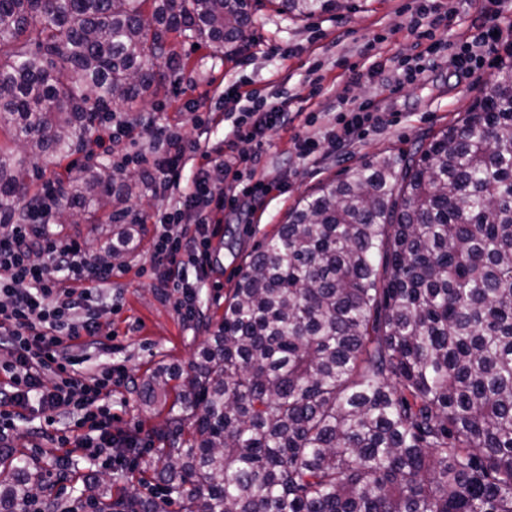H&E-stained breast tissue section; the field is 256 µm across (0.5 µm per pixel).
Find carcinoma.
Segmentation results:
<instances>
[{
  "label": "carcinoma",
  "mask_w": 512,
  "mask_h": 512,
  "mask_svg": "<svg viewBox=\"0 0 512 512\" xmlns=\"http://www.w3.org/2000/svg\"><path fill=\"white\" fill-rule=\"evenodd\" d=\"M348 0H275L293 18ZM254 0H0V224L29 159L82 150L92 113L149 96L170 40L233 55ZM101 163L60 181L112 225L120 266L132 187ZM165 367L141 382L167 396ZM159 449L164 494L112 500L83 476L54 512H512V63L492 94L408 151L304 197L254 251L207 336ZM192 432L183 438V422ZM46 484L0 446V512Z\"/></svg>",
  "instance_id": "obj_1"
}]
</instances>
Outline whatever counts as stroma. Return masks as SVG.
<instances>
[{
  "instance_id": "1",
  "label": "stroma",
  "mask_w": 512,
  "mask_h": 512,
  "mask_svg": "<svg viewBox=\"0 0 512 512\" xmlns=\"http://www.w3.org/2000/svg\"><path fill=\"white\" fill-rule=\"evenodd\" d=\"M488 5L489 0H440L451 18L447 27L434 33L438 48L434 63L426 65L416 82L394 88L390 81L397 75L396 62L417 55L416 35L409 27L416 0H365L359 10L305 21L280 13L271 0H260L239 54L228 57L203 44H173L177 63L162 66L153 95L128 111L113 105V113L128 112L135 124L130 135L113 141L110 161L119 168V180L138 183L134 203L143 212L167 206L138 182L142 168L154 156L152 125L175 126L186 139L200 137L217 148L233 125L250 120L252 101L271 102L283 96L300 114L293 128L273 129L261 143L237 146L238 152L261 157L259 164L243 168L244 177L274 183L275 189L225 211L208 248L211 268L202 291V317L185 322L172 301L157 291L149 262L153 225L139 226L134 249L112 279V309L103 313L102 320L112 326L111 359L124 366L131 378L130 384L112 391V429L137 435L142 443L126 469L105 473L113 498L134 493L147 497L161 491L152 460L164 445L169 409L143 404L138 391L143 375L159 366L182 374L189 370L207 336L208 323L222 313L241 268L286 221L296 202L372 155L406 149L431 136L490 93L500 61L512 59V0H499V36L488 49L490 66L461 71L448 61L459 50V35L484 22ZM276 46L281 54H273ZM370 60L386 63L384 75L348 86L350 67ZM345 93L373 100L384 121L344 147L333 142L330 132L336 124V98ZM306 136L318 139L309 157L298 147ZM94 164L82 151L66 160L37 158L31 169L32 190L39 194L56 179L89 176ZM8 442L48 473L54 494L64 499L79 488L81 475L95 469L93 462L82 458L77 469L58 471L55 449L47 436L37 433L25 410L16 418Z\"/></svg>"
}]
</instances>
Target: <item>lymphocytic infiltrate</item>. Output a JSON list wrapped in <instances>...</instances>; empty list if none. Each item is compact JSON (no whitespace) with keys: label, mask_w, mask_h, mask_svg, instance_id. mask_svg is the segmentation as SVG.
<instances>
[{"label":"lymphocytic infiltrate","mask_w":512,"mask_h":512,"mask_svg":"<svg viewBox=\"0 0 512 512\" xmlns=\"http://www.w3.org/2000/svg\"><path fill=\"white\" fill-rule=\"evenodd\" d=\"M339 126L334 139L347 144L365 126L381 123L371 101L339 96ZM287 101L271 103L252 123H240L215 153L208 142L188 141L180 131L162 126L152 136L155 156L145 172L152 191L168 200L169 209L156 219L150 260L157 272L160 293L177 289L174 306L186 321L200 315L199 295L208 276L206 249L212 225L222 223L225 209L238 197L257 199L268 188L257 182L243 185L239 195L217 189L212 171H228L236 162L230 150L236 142L252 141L269 124L295 122ZM199 167L193 177L184 172L190 162ZM57 203L54 187L32 204L27 224L0 225V351L7 358L0 372L7 382L0 388V436L5 435L15 409H36L56 432L51 440L62 448L80 450L102 467L119 469L127 462L132 437L112 431V388L127 379L123 367L104 365L89 373L84 359L111 352L101 341V313L112 305L107 287L112 265L88 256L81 242L49 231V215ZM192 215L193 235H186L184 215ZM192 262L195 274L183 273Z\"/></svg>","instance_id":"lymphocytic-infiltrate-1"}]
</instances>
